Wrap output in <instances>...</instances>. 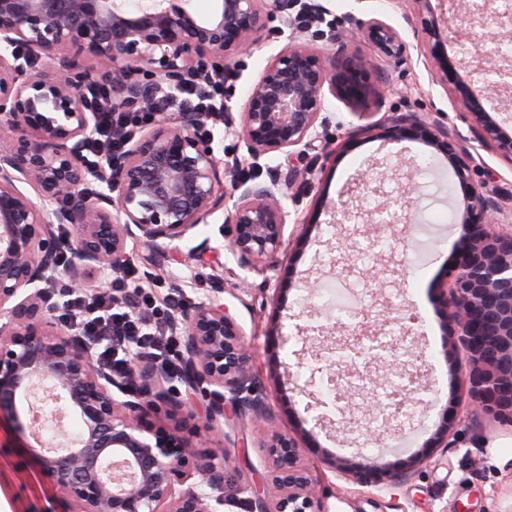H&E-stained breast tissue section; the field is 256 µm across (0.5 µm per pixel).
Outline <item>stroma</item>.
I'll return each instance as SVG.
<instances>
[{"instance_id":"obj_1","label":"stroma","mask_w":512,"mask_h":512,"mask_svg":"<svg viewBox=\"0 0 512 512\" xmlns=\"http://www.w3.org/2000/svg\"><path fill=\"white\" fill-rule=\"evenodd\" d=\"M328 12L320 27L343 26L348 15L379 17L410 34L412 10L406 0H326ZM286 38L262 41L241 56L238 75L225 82L224 96L233 110H241L250 84ZM450 77L477 95L484 108L512 136V90L494 91L473 74L470 54L457 42L443 45ZM392 91L382 93L367 109L327 96L324 117L326 143H315L306 160L314 169L310 180L297 182L288 192V213L282 249L276 261L240 267L224 249L220 226L224 211L198 225L178 242L177 253L165 261L146 288L156 297L178 288L192 302L213 289L223 291L253 355L256 382L272 417L286 436L300 447V463L307 468L330 512H512V424L479 412L471 403L456 370L465 357L452 343L449 270L465 257L469 228L462 221L467 190L454 177L446 158L423 141L392 139L389 118L395 112L439 115L445 126L467 134L458 117L456 94L430 85L422 61L411 59L394 75ZM387 161L390 171L382 191H357L350 199L359 212L389 203V220L399 225L412 213L416 230L388 235L384 246H373L369 224L357 220L336 224L332 211L361 164ZM217 247L218 255L187 259L190 247L202 240ZM350 259L354 273L343 274L333 260ZM249 290L237 291L240 280ZM339 286L353 291L371 321L394 330L409 311L418 310L420 325L403 341L409 352L390 351L358 362L364 381L358 387L341 384L337 404H324V382L334 369L318 359L319 347L309 340L307 326L336 324L335 311L319 303L320 289ZM407 388L418 403L411 430L384 438L382 443L363 435L371 414L386 409L389 387ZM351 420L342 430L338 407ZM459 425L458 445L437 447L443 423ZM182 435L205 434L208 452L225 454L223 512H248L249 488H264L269 476L261 429L224 411L221 431L205 432L196 417L184 418ZM418 458L412 478L386 492L341 479L339 460H369L382 468H401ZM63 494L40 472L33 449L27 448L13 422L0 420V512H66Z\"/></svg>"}]
</instances>
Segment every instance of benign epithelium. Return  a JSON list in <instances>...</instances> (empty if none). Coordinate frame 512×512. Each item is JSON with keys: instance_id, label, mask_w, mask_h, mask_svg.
Segmentation results:
<instances>
[{"instance_id": "benign-epithelium-1", "label": "benign epithelium", "mask_w": 512, "mask_h": 512, "mask_svg": "<svg viewBox=\"0 0 512 512\" xmlns=\"http://www.w3.org/2000/svg\"><path fill=\"white\" fill-rule=\"evenodd\" d=\"M192 0H0V418L29 431L43 452L42 474L69 502L68 512H220L225 504V459L199 454V437L154 429L144 417L159 405L172 417L204 408V428L224 418V406L266 424L271 484L249 500V512H329L313 479L299 465V446L277 430L256 386L253 359L220 291L169 318L181 347L180 367L170 370L153 351H130L129 375L95 364L96 344L56 322L60 301L48 287L60 273L83 292L95 273L118 270L127 240L143 243L155 258L224 201L233 226L228 247L246 268L276 257L282 247L288 190L311 174L300 167L320 139L325 92L367 106L373 64L359 56L370 42L397 69L410 44L385 21L348 17L349 31L330 35L334 48L316 41L292 14L297 0H213L200 15ZM412 34L432 60L431 80L448 85L443 37L459 36L432 12L430 0H410ZM512 25V7L495 0H459L458 20L478 46L488 18ZM288 43L269 57L250 86L239 116L224 105V131L246 147L247 157H220L221 142L207 129L212 114L177 107L184 80L209 82L214 72L233 75L238 58L262 41L267 24ZM483 71L512 79V56L498 50L478 59ZM112 76V94L96 91L95 76ZM473 141L512 161V136L475 95L459 103ZM152 110L155 119L123 133L119 156L98 163L87 157L98 111ZM392 131L414 136L439 151L455 176L468 184L463 222L474 225L469 253L450 273L453 338L470 359L458 369L475 406L512 421V206L498 190L469 181L467 139L440 119L394 114ZM272 152L287 164L267 169L268 180L249 183L243 164ZM231 192L224 194V179ZM35 187L38 200L18 184ZM330 337L328 350L362 353L382 329L367 321ZM52 391L54 419L79 421L77 434L44 439L39 417L21 421L16 399L35 386ZM415 460L400 472L366 463H340V473L391 488L409 479Z\"/></svg>"}]
</instances>
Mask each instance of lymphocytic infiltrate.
<instances>
[{
	"instance_id": "1",
	"label": "lymphocytic infiltrate",
	"mask_w": 512,
	"mask_h": 512,
	"mask_svg": "<svg viewBox=\"0 0 512 512\" xmlns=\"http://www.w3.org/2000/svg\"><path fill=\"white\" fill-rule=\"evenodd\" d=\"M153 118L149 110L133 114L118 110L97 113L96 136L88 148L89 154L99 160L107 154L124 151L126 143L119 137V130L150 123ZM112 286L109 292L70 294L61 315L74 332L96 342L97 364L123 376L128 372L130 348L146 346L162 354H172L175 340L161 312L185 308L188 296L178 291L165 295L161 302L150 301L129 265L113 277Z\"/></svg>"
}]
</instances>
